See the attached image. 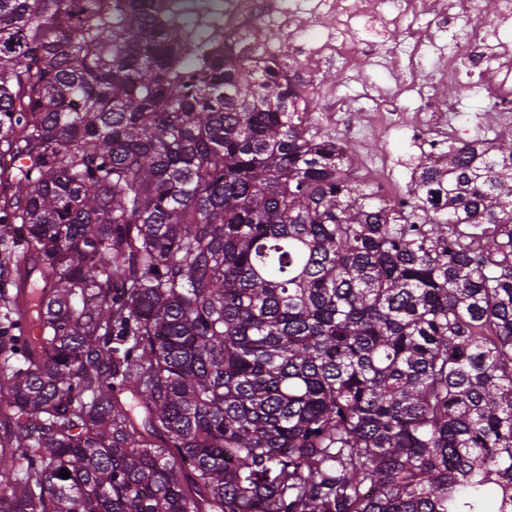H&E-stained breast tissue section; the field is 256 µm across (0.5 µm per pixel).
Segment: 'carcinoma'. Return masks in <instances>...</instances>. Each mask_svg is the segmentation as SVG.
<instances>
[{
  "mask_svg": "<svg viewBox=\"0 0 512 512\" xmlns=\"http://www.w3.org/2000/svg\"><path fill=\"white\" fill-rule=\"evenodd\" d=\"M258 49L0 0V512H512V134L396 203Z\"/></svg>",
  "mask_w": 512,
  "mask_h": 512,
  "instance_id": "1",
  "label": "carcinoma"
}]
</instances>
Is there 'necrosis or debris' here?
I'll return each instance as SVG.
<instances>
[{"mask_svg":"<svg viewBox=\"0 0 512 512\" xmlns=\"http://www.w3.org/2000/svg\"><path fill=\"white\" fill-rule=\"evenodd\" d=\"M187 10L194 13H213L220 17L225 33L244 31L254 19L275 25L276 17L266 0H185ZM495 12H488L485 0H320L316 12L303 7L289 10L288 20L297 43L288 59V69L303 72L307 81L302 89L306 95H315L321 101L322 118L326 123L339 121L340 115L328 92L322 91L314 77L323 66L345 63L362 51L354 36L363 23L379 19L385 25L401 30L407 39L403 54L393 57L398 73V93L418 90L416 79L422 67L418 25L423 16H431L433 23L442 21L464 24L463 33H451L447 42L433 43L434 54L442 63L441 69L431 74L427 90L420 92L421 106L415 112H362L358 115L363 137H383L393 129L410 130L433 165L448 162V140L459 136L458 127L448 122V106L436 96L435 89L448 74L456 72L460 63H469L479 73L473 88L494 99L506 110V119L512 124V52H492L487 42L495 23L512 18V0H495ZM318 26L327 32L322 45L310 48L300 40L309 28Z\"/></svg>","mask_w":512,"mask_h":512,"instance_id":"1","label":"necrosis or debris"}]
</instances>
